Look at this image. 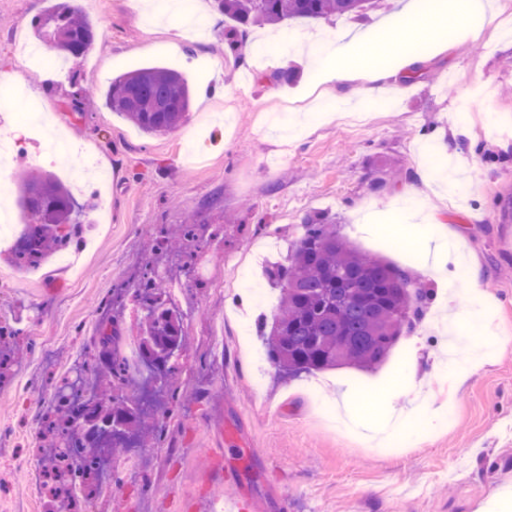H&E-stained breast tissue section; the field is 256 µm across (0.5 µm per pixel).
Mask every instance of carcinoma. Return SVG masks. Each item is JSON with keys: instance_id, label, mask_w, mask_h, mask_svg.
<instances>
[{"instance_id": "cac0c4a2", "label": "carcinoma", "mask_w": 512, "mask_h": 512, "mask_svg": "<svg viewBox=\"0 0 512 512\" xmlns=\"http://www.w3.org/2000/svg\"><path fill=\"white\" fill-rule=\"evenodd\" d=\"M233 22L225 36L246 43L247 29L256 24L280 25L299 19L363 15L375 0H215ZM40 36L59 41L65 53L84 54L96 36L94 23L81 8L65 0L34 20ZM190 88L172 68L146 66L112 81L105 105L147 135L167 134L187 121ZM19 204L31 219L24 257H37L52 244L70 240L62 229L72 221L69 189L51 174L40 172L22 181ZM288 262L271 266L266 275L281 291L271 324H263L271 360L291 376L341 366L374 370L388 359L406 325L417 316L430 289L408 273L378 257L359 251L336 232L325 216H306ZM154 351L181 350L185 331L180 314L166 306L159 287L150 288L141 322L139 356L147 360L145 337ZM116 333L101 337L98 370L121 389L130 381L114 343ZM67 422L58 432L69 448L55 459L54 473L79 475L93 449L77 423L82 407L64 404ZM97 409L124 424V433L139 438L148 431L133 400L114 395Z\"/></svg>"}]
</instances>
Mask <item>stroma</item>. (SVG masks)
Wrapping results in <instances>:
<instances>
[{
  "mask_svg": "<svg viewBox=\"0 0 512 512\" xmlns=\"http://www.w3.org/2000/svg\"><path fill=\"white\" fill-rule=\"evenodd\" d=\"M406 0H378L355 18L297 20L279 29L327 62L337 37L395 18ZM492 21L466 37L433 35L401 48L397 30L378 59L408 53L417 71L396 68L377 98L361 81L318 84L313 68L289 62L290 84L273 81L279 61L224 42V16L204 15L205 36L177 16L155 25L136 0H79L98 28L85 55L68 57V77L42 74L26 96H7L28 80L18 47L39 43L33 20L51 0H0V103L38 104L46 128L68 139L83 189L81 245L72 263L49 254L36 273L0 246V512H71L65 499L32 490L51 464L42 448L53 397L66 389L73 354L95 365L100 331L117 321L138 339L142 305L133 291L158 262L209 268L176 310L192 316L176 375L146 425L159 433L110 451L106 479L82 512H222L238 492L253 512H476L512 486V0H495ZM145 65L187 80V123L149 136L96 104V96ZM29 141L0 155V197L17 203L21 179L52 172ZM373 180L386 188L371 192ZM327 214L364 253L406 271L433 291L386 362L369 372H319L326 416L303 374L280 373L260 322L273 313L235 300L268 235L269 262L288 258L305 216ZM196 217L185 249L165 239ZM448 239L449 278L430 274L428 244ZM477 288H470V280ZM404 382L395 406L402 427L387 431L385 407L369 421L376 448L341 412L344 392L365 403L389 378Z\"/></svg>",
  "mask_w": 512,
  "mask_h": 512,
  "instance_id": "obj_1",
  "label": "stroma"
}]
</instances>
